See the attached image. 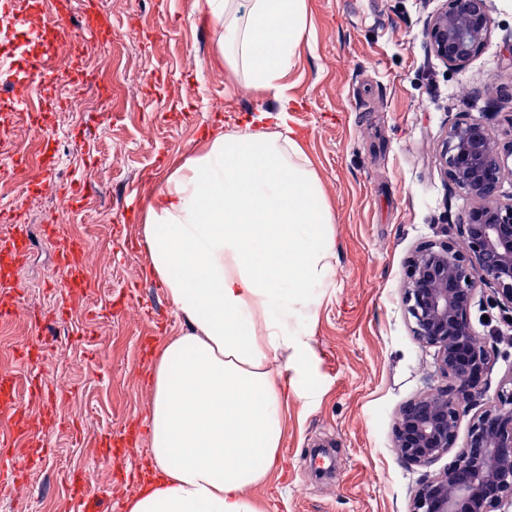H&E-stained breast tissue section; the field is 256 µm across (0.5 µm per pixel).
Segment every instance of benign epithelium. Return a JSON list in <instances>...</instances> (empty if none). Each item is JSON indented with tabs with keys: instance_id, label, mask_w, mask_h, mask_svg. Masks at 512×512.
Listing matches in <instances>:
<instances>
[{
	"instance_id": "benign-epithelium-1",
	"label": "benign epithelium",
	"mask_w": 512,
	"mask_h": 512,
	"mask_svg": "<svg viewBox=\"0 0 512 512\" xmlns=\"http://www.w3.org/2000/svg\"><path fill=\"white\" fill-rule=\"evenodd\" d=\"M486 0H448L428 29L430 47L445 63L462 66L491 35ZM512 144L503 146L483 121L448 126L443 154L448 179L477 201L459 225L465 243L420 246L408 261L404 300L412 331L438 348L439 367L453 385L405 404L394 426V447L413 464H428L454 447L461 403L483 384L491 359L488 342L474 330L470 308L478 284L495 286L494 302L512 311V201L497 192ZM512 502V390L473 420L464 447L438 475L425 480L411 512H496Z\"/></svg>"
}]
</instances>
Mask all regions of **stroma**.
Masks as SVG:
<instances>
[{
  "mask_svg": "<svg viewBox=\"0 0 512 512\" xmlns=\"http://www.w3.org/2000/svg\"><path fill=\"white\" fill-rule=\"evenodd\" d=\"M0 25V62L16 67L41 53V16L12 0ZM112 20V42H82L85 66L111 79L84 111L14 107L4 121L14 151L31 157L46 129L59 160L55 184L26 172L0 189V212L23 203L29 250L18 274L24 318L0 336V370L12 372L24 407L40 419L18 357L44 327L54 394L46 447L21 492L0 496V512H75L73 475L124 508L151 459L152 369L157 344L183 330L153 275L141 235L145 209L202 138L245 129L258 112L288 110V125L310 160L334 214L332 271L314 289L315 310L293 307L312 354L284 376L276 466L253 494L267 512H411L420 484L447 464L405 462L393 447L406 403L450 386L435 347L421 344L403 302L406 261L423 243L461 242L458 224L473 201L441 164L450 124L482 120L512 141V0H487L494 29L483 52L451 67L431 50L426 29L445 0H307V30L290 74L288 102L230 82L216 58L218 26L195 0H95ZM76 188L66 207L59 188ZM85 241L95 286L64 317L51 289L56 250L48 223ZM479 286L474 330L493 347L481 390L460 413L458 442L475 416L512 386V314Z\"/></svg>",
  "mask_w": 512,
  "mask_h": 512,
  "instance_id": "1",
  "label": "stroma"
}]
</instances>
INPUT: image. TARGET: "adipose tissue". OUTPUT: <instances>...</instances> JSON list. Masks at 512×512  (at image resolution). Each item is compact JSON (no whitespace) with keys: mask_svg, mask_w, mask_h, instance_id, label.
<instances>
[{"mask_svg":"<svg viewBox=\"0 0 512 512\" xmlns=\"http://www.w3.org/2000/svg\"><path fill=\"white\" fill-rule=\"evenodd\" d=\"M216 57L255 93L285 94L307 0H196ZM219 134L175 168L142 224L152 273L187 329L158 348L151 468L126 512H264L282 435L284 372L311 350L288 316L315 307L332 270L334 216L286 123Z\"/></svg>","mask_w":512,"mask_h":512,"instance_id":"obj_1","label":"adipose tissue"}]
</instances>
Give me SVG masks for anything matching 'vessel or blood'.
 Masks as SVG:
<instances>
[{"mask_svg": "<svg viewBox=\"0 0 512 512\" xmlns=\"http://www.w3.org/2000/svg\"><path fill=\"white\" fill-rule=\"evenodd\" d=\"M48 23L52 25V48L29 56L19 72L11 74L5 82L8 100L13 104H26L31 89H38L42 101H50L54 89L53 75L45 60L53 49L65 50L71 63L70 78L80 79L82 72L81 44L74 35L75 30L96 37L103 43H111L112 26L103 16L85 15L80 27H73L68 19L62 0H51ZM48 235L57 242L58 276L52 284L61 301L84 295L93 277L88 263L86 245L64 233L60 225L48 227ZM28 227L20 215H13L5 236L0 237V319H15L21 313L20 303L13 288V281L28 250ZM0 417L9 423V434L0 438V493L16 488L26 467L15 454L21 443H40L44 437L33 425L23 407L11 373L0 374ZM71 495L76 499L81 512H110L112 504L90 488L83 478H75L71 484Z\"/></svg>", "mask_w": 512, "mask_h": 512, "instance_id": "b4317fda", "label": "vessel or blood"}]
</instances>
